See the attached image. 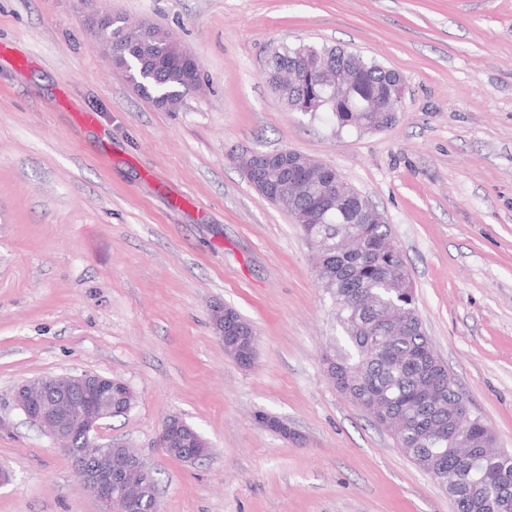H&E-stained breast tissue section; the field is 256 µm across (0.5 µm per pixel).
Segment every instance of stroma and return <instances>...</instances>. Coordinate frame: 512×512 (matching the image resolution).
<instances>
[{
	"mask_svg": "<svg viewBox=\"0 0 512 512\" xmlns=\"http://www.w3.org/2000/svg\"><path fill=\"white\" fill-rule=\"evenodd\" d=\"M104 5L167 30L207 85L160 109L93 43L80 0H0V512H99L13 402L22 381L83 372L134 391L98 434L140 454L160 512H453L327 378L342 329L311 248L232 157L299 152L375 205L436 355L512 452V0ZM302 44L400 73L395 122L340 130L290 111L266 64ZM216 305L255 327L251 365L225 353ZM171 416L207 456L158 448Z\"/></svg>",
	"mask_w": 512,
	"mask_h": 512,
	"instance_id": "35a3bbf8",
	"label": "stroma"
}]
</instances>
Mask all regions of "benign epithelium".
Here are the masks:
<instances>
[{"label": "benign epithelium", "mask_w": 512, "mask_h": 512, "mask_svg": "<svg viewBox=\"0 0 512 512\" xmlns=\"http://www.w3.org/2000/svg\"><path fill=\"white\" fill-rule=\"evenodd\" d=\"M90 12L87 17L88 27L95 44L105 47L112 58L117 60L124 56L123 46L112 38V15L103 9L99 0H83ZM173 54L163 55L152 61L150 68L173 66H195L197 59L188 54L181 46L172 48ZM308 69L318 73L324 83L336 91L343 92L354 81V72L349 68L332 69L323 64L322 59L315 58L308 63ZM398 98L390 105L379 106L367 102L361 109L358 126L381 130L392 124L404 96V80L397 77ZM246 158L247 165L240 167L246 181L256 191L266 188L263 177L264 167L260 151H246L244 155L232 157L237 163ZM322 163L305 155L288 158V185L300 187L305 179L316 175ZM354 194L341 174H336V209H343ZM211 317L215 320V333L223 342L224 349L233 353L245 341V337L237 334L234 326V313L226 307L212 310ZM134 396L129 385L117 378L106 377L94 373L80 375L53 376L49 379L36 378L22 382L15 390L14 400L25 419L44 429L62 447L72 441L76 432L81 431L84 438L95 444L93 448H83L80 455L95 462V470H87L75 458L74 449L65 452L75 463L76 473L82 487L89 492L99 504V512H116L117 499L128 490L129 479L139 473L144 461L136 453L120 451L114 455L100 453L101 447L95 431L99 422L112 417V401L120 402ZM258 422L265 428L274 427L285 439H296L297 433L280 419L266 416L258 417ZM196 432L185 421L177 416L168 417L162 424L157 435V446L169 451L179 444H196Z\"/></svg>", "instance_id": "7a95c632"}]
</instances>
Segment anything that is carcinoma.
Listing matches in <instances>:
<instances>
[{"instance_id": "obj_1", "label": "carcinoma", "mask_w": 512, "mask_h": 512, "mask_svg": "<svg viewBox=\"0 0 512 512\" xmlns=\"http://www.w3.org/2000/svg\"><path fill=\"white\" fill-rule=\"evenodd\" d=\"M158 32L164 39L162 46L150 43L141 23L126 24L113 35L131 45L139 56L174 42L165 30ZM310 51L335 65L344 63L341 49L336 47L303 44L274 53L266 77L288 107L310 99L316 111L331 113L337 128L343 129L353 125L356 110L366 100L387 101L395 95L388 68L375 62L365 61L359 66L356 81L343 99L330 97L309 72L295 84L282 78L288 67L304 62ZM122 75L142 97L153 102L164 100L171 112L201 80L198 69L189 75L170 67L145 73L133 57ZM269 156L275 160L270 169L276 181L263 197L271 201L286 187L288 169L275 153ZM324 186L322 181L308 187L296 196L288 211L315 252L323 255L322 261L315 263L317 280L342 317L339 324L347 348L323 358L328 378L340 382V392L392 432L397 447L417 468L430 477L437 476L456 512H500L497 503L503 499L512 503V453L492 447L487 439L490 429L484 421L472 423L454 416L452 406L460 392L454 381H443L434 365L436 354L417 312L404 256L397 248L380 257L370 245L391 237L389 225L357 223L360 211H375L364 197L341 212L329 208ZM360 231L367 243L359 250L340 254L332 248L339 238ZM450 424L468 435L471 447L485 449L480 458L467 460L462 456L448 437ZM155 502L156 479L148 469L121 501V509L149 512Z\"/></svg>"}]
</instances>
